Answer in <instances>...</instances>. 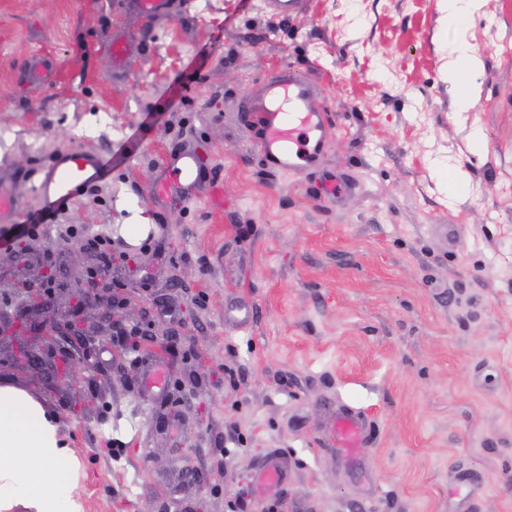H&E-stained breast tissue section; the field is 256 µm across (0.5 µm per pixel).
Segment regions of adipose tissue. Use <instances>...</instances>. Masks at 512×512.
Here are the masks:
<instances>
[{
	"instance_id": "obj_1",
	"label": "adipose tissue",
	"mask_w": 512,
	"mask_h": 512,
	"mask_svg": "<svg viewBox=\"0 0 512 512\" xmlns=\"http://www.w3.org/2000/svg\"><path fill=\"white\" fill-rule=\"evenodd\" d=\"M451 84H463L456 109L467 112L479 99L484 62L465 39L444 48ZM79 463L62 443L55 418L24 391L0 386V512H81L69 487Z\"/></svg>"
}]
</instances>
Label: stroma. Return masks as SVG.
I'll return each mask as SVG.
<instances>
[{
    "label": "stroma",
    "instance_id": "stroma-1",
    "mask_svg": "<svg viewBox=\"0 0 512 512\" xmlns=\"http://www.w3.org/2000/svg\"><path fill=\"white\" fill-rule=\"evenodd\" d=\"M120 2L0 0V165L35 179L57 154L143 137L47 230L0 218V385L55 417L82 512H512V0L465 23L485 72L461 114L441 0H307L280 16L187 0L153 19ZM111 31L132 46L118 65ZM38 50L57 84L23 79ZM288 67L321 78L332 112L314 175L267 172L242 110L255 79ZM180 148L212 182L158 197ZM326 177L355 187L324 194ZM140 215L150 231L132 245L119 228ZM93 237L112 255L101 305L76 286L101 265ZM20 280L85 317L121 305L123 320L32 364ZM234 300L254 307L247 328L224 323ZM149 334L167 351L139 348ZM62 368L70 382L53 379ZM342 406L372 425L347 456L327 435ZM271 454L288 462L276 506L253 481Z\"/></svg>",
    "mask_w": 512,
    "mask_h": 512
}]
</instances>
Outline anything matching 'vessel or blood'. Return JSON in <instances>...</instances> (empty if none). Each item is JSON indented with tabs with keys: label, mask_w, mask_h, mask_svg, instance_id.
<instances>
[{
	"label": "vessel or blood",
	"mask_w": 512,
	"mask_h": 512,
	"mask_svg": "<svg viewBox=\"0 0 512 512\" xmlns=\"http://www.w3.org/2000/svg\"><path fill=\"white\" fill-rule=\"evenodd\" d=\"M174 5L175 0H125L127 9L152 17L171 13ZM26 75L31 81L48 85L58 80L60 70L49 58L32 53L27 57ZM319 94L317 77L294 69L272 73L254 83L246 99V112L256 124L260 159L266 169L303 173L317 165L327 146L325 131L329 122L327 110L313 105ZM163 166L170 172L158 183V191L164 195H195L209 178L189 151H171ZM111 172V154L81 150L54 156L34 182L18 173L2 171L0 216L24 224L45 223L50 214L86 197ZM20 185L38 198V211L21 207L16 193ZM365 433L364 418L349 412L337 417L332 437L337 447L351 450L362 447ZM287 479L288 471L280 459H269L259 468V482L268 490L282 489Z\"/></svg>",
	"instance_id": "1"
}]
</instances>
